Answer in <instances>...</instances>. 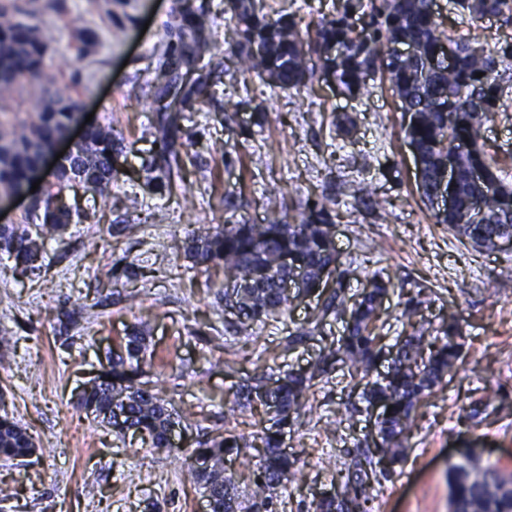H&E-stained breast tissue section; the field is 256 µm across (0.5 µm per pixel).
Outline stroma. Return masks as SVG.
Returning a JSON list of instances; mask_svg holds the SVG:
<instances>
[{
  "instance_id": "35a3bbf8",
  "label": "stroma",
  "mask_w": 512,
  "mask_h": 512,
  "mask_svg": "<svg viewBox=\"0 0 512 512\" xmlns=\"http://www.w3.org/2000/svg\"><path fill=\"white\" fill-rule=\"evenodd\" d=\"M15 2L56 28L50 55L62 88L81 97L95 122L111 126L129 164L158 156V87L146 77L177 0H54L48 10L45 0ZM266 2L302 27L336 15V0ZM192 3L210 23L195 67L175 72L178 88L194 99L169 108L188 146L182 188L169 193L138 178L106 204L80 189L79 206L96 220L47 241L39 278L15 272L0 254V333L13 338L0 348V393L39 448L26 463L0 458V488L11 491L0 512H208L192 449L205 433L252 430L250 410L226 413L225 398L243 379L272 381L309 367L345 322L328 316L313 338L296 341L321 307L316 296L293 302L262 330L226 333L237 316L224 306V271L195 265L186 240L204 226L259 224L269 207L296 211L325 194L339 202L332 235L348 296L375 274L396 285L383 303L392 320L387 336L399 335L397 317L419 290L416 324L439 331L452 312L462 324L461 358L418 408L405 457L366 489L371 512H449L448 469L461 455L512 473V247L479 249L436 223L417 190L404 133L410 115L386 73L372 72L367 91L355 95L327 76L316 55L297 92L242 77L234 0ZM434 11L451 35L476 32L488 49L512 42V22L502 18L459 23L453 0H434ZM80 28L95 32L97 43H82ZM504 98L508 109L485 122L484 144L512 177V79ZM342 113L354 120L345 133L335 126ZM119 261L133 265L135 277L108 278ZM131 294L137 306L129 305ZM82 303L89 316L69 325L66 311ZM135 323L149 337L150 378L183 428L170 450L120 440L76 406ZM362 391L340 365L310 390V420L283 436L295 476L278 489L277 512H308L315 497L343 482L347 449L369 440L375 420L365 411L335 431L325 422Z\"/></svg>"
}]
</instances>
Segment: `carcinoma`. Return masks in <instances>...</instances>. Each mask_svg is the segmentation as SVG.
Segmentation results:
<instances>
[{
  "instance_id": "1",
  "label": "carcinoma",
  "mask_w": 512,
  "mask_h": 512,
  "mask_svg": "<svg viewBox=\"0 0 512 512\" xmlns=\"http://www.w3.org/2000/svg\"><path fill=\"white\" fill-rule=\"evenodd\" d=\"M460 14L470 22L485 16L512 21V0H456ZM240 25L239 65L242 74H254L282 89H300L309 73L308 50L324 53L336 47L335 75L349 93L366 87L371 69L379 65L403 105L411 113L405 136L414 145L421 165L418 190L430 202L442 191L454 197L451 211L438 210L436 223L446 224L473 246L494 250L498 241L512 236V182L494 170L483 148L484 122L499 111L503 96L501 68L512 63V42L492 49L477 47L470 38L453 39L434 17L433 0H343L333 19H320L315 38L308 42L293 17L271 19L256 9L255 0H236ZM365 29L356 31L353 16ZM206 20L188 0H180L173 23L166 28V64L193 66ZM57 31L36 14L24 11L14 0H0V192L24 188L45 152L78 120L80 101L64 96L58 88L49 49ZM416 43L427 56L442 45L455 49L453 68L440 66L424 72L420 58L395 53L397 43ZM483 73L478 78L476 74ZM482 99L485 111L472 112L469 101ZM161 153L142 165L146 179L170 189L181 178L184 160L176 147L177 118L158 117ZM464 145L458 155L453 184L443 182L448 149ZM121 142L106 124L88 126L66 163L55 173L43 205L29 216V224L0 225V253L14 262V269L33 273L42 268L46 240L62 237L79 210L65 202L66 192L78 188L69 172L83 170L92 191L102 199L126 176L118 159ZM481 169L496 182L498 192L484 201L480 216L471 207L479 194L472 174ZM336 199L323 196L294 215L277 207L267 211L262 224H226L204 236H192L187 251L196 264L224 267V305L237 309L239 324L263 327L287 309L290 296L280 283L304 271L315 286L324 271H336V289L324 301L321 316L305 335L318 329L322 317L345 320V334L328 347L307 372H290L277 380L265 401L263 384H243L237 401L273 408L274 421L252 435L251 443L232 432L197 442L192 455L205 467L196 471L197 481L209 498L210 512H276L275 491L291 478L293 462L282 450L281 432L294 424L305 408L306 392L320 383L332 361L348 367L352 376L365 380L362 397L367 405L379 404L390 414L377 422V452L395 461L404 455L406 434L413 427L419 404L448 375L460 359L455 341L459 325L448 323L443 340L424 355L425 328L400 337L390 371L370 380L376 361L384 352L381 336L374 333L390 280L372 277L353 302L344 290L345 271L331 235ZM147 336L138 326L125 336L124 352L108 357V369L78 399V406L95 416L112 414L109 425L121 439L139 436L152 448H166L175 420L168 402L156 386L143 380ZM249 446L259 456L253 471L252 493H238L233 476L224 474V456L238 455ZM36 452L33 437L8 415L0 416V457L24 460ZM348 474L337 494L311 504L313 512H370L365 485L378 474L370 455L351 460ZM451 512H512V474L491 467L459 464L448 471Z\"/></svg>"
}]
</instances>
